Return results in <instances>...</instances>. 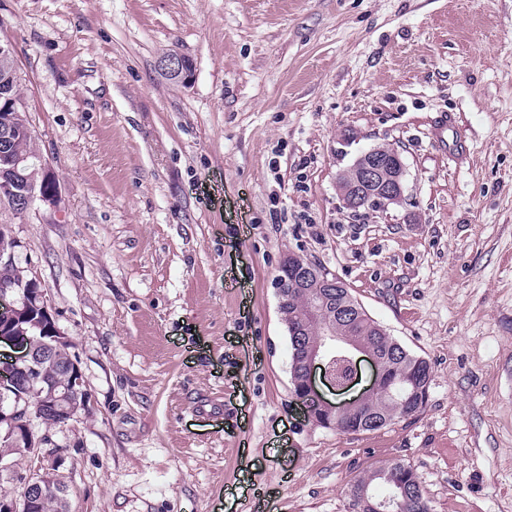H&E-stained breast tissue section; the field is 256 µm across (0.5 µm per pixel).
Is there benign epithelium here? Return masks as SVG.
Segmentation results:
<instances>
[{"label":"benign epithelium","mask_w":512,"mask_h":512,"mask_svg":"<svg viewBox=\"0 0 512 512\" xmlns=\"http://www.w3.org/2000/svg\"><path fill=\"white\" fill-rule=\"evenodd\" d=\"M159 68L182 84L190 78L191 67L181 57L164 56L159 61ZM0 164L17 176L31 167L40 169L43 184L33 192V198L44 202L55 200L56 182L39 156L9 157ZM348 171L355 177L349 187V196L343 201L345 207L380 212L402 201L405 167L397 151H390L385 146L373 147L361 153ZM302 270L309 283L342 287L336 278L315 271L312 264L302 266ZM275 287L281 319L285 320L288 333L297 344L295 354L300 360L302 385L295 401L307 420L334 427L336 417L364 412L366 404L375 397L398 400L407 414L425 404L427 384L413 376L404 388H398L390 374L387 357L358 344L352 330L339 335L336 326L329 322L323 325L315 345H298L301 324L286 319L284 312L288 304V278L278 276ZM0 342L15 350L0 368V440L15 448L25 447L32 459L39 462V472L26 479L25 494L0 497V512H35L47 493L64 490V482L56 473L55 462L44 464V441L30 437L32 418L26 408L19 407V397L15 396L17 388L22 387L30 394H45L51 399L57 422L62 425L68 424L79 411L90 409L91 395L80 364L70 351L71 344L60 332L38 280L32 278L19 285L17 290H0ZM358 354L374 367L373 377L362 392L337 405L324 396L318 384L322 383L334 392L347 393L357 382V377L351 375L339 382L333 369L337 363L355 369ZM406 503V486L396 483L390 496L369 503V507L373 512H402Z\"/></svg>","instance_id":"obj_1"}]
</instances>
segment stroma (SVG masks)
<instances>
[{
  "mask_svg": "<svg viewBox=\"0 0 512 512\" xmlns=\"http://www.w3.org/2000/svg\"><path fill=\"white\" fill-rule=\"evenodd\" d=\"M0 40L59 188L0 225L91 394L32 423L71 512H348L394 460L433 512H512V0H0ZM374 146L405 198L356 214L338 175ZM290 256L429 361L420 413L305 421ZM159 68L173 80L182 84L190 78L191 67L181 56L178 59L169 56L162 57L159 61Z\"/></svg>",
  "mask_w": 512,
  "mask_h": 512,
  "instance_id": "stroma-1",
  "label": "stroma"
}]
</instances>
